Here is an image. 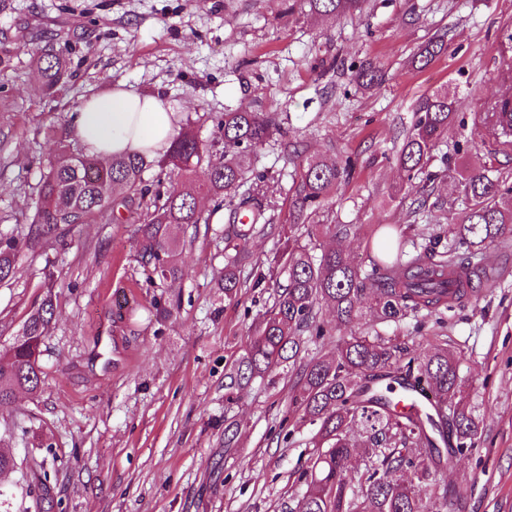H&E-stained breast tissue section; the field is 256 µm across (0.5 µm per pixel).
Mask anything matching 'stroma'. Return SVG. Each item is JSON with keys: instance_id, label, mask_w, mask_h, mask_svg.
Here are the masks:
<instances>
[{"instance_id": "35a3bbf8", "label": "stroma", "mask_w": 512, "mask_h": 512, "mask_svg": "<svg viewBox=\"0 0 512 512\" xmlns=\"http://www.w3.org/2000/svg\"><path fill=\"white\" fill-rule=\"evenodd\" d=\"M512 30V0H366L363 16H322L301 0H0V232L24 230L58 141L78 147L71 116L82 97L122 81L163 95L177 128L193 125L217 143L225 111L285 116L283 135L250 155L269 202L264 233L240 241L241 281L225 300L228 212L202 198L207 223L183 232V275L148 287L136 257L128 212L75 226L65 239L22 251L14 279L0 285V355L30 311L52 295L43 346L46 377L38 395L17 393L0 407V427L15 433L17 469L5 483L17 512L48 490L55 512H291L304 492L298 476L314 451L316 429L295 426V371L280 369L239 390L224 372L243 353L251 323L272 303L256 279L282 277L288 224H345V234L301 236L314 254L343 250L368 265L381 227L418 243L448 241L463 208L448 171L485 165L512 203V149L501 150L478 119L497 91L496 39ZM446 50L426 67L418 50L434 38ZM66 59L68 77L45 94L31 52ZM385 75L375 88L356 80L362 64ZM448 89L455 121L425 173L407 178L395 155L423 96ZM353 159L336 195L297 216L293 178L302 159ZM490 275L479 295L439 315L354 320L353 332L445 344L483 421L480 439L451 462L434 495L449 493L457 512H512V241L475 258ZM56 286L46 292L43 268ZM168 313L156 317L155 302ZM239 426L236 447L224 426ZM44 428L51 449L35 447ZM51 474L40 488L30 472Z\"/></svg>"}]
</instances>
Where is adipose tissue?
<instances>
[{
	"label": "adipose tissue",
	"instance_id": "obj_1",
	"mask_svg": "<svg viewBox=\"0 0 512 512\" xmlns=\"http://www.w3.org/2000/svg\"><path fill=\"white\" fill-rule=\"evenodd\" d=\"M176 116L166 100L145 96L116 83L87 96L72 115L73 132L85 151L102 160L115 155H158L175 133Z\"/></svg>",
	"mask_w": 512,
	"mask_h": 512
}]
</instances>
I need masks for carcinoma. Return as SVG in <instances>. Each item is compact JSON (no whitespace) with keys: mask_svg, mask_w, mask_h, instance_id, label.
Wrapping results in <instances>:
<instances>
[{"mask_svg":"<svg viewBox=\"0 0 512 512\" xmlns=\"http://www.w3.org/2000/svg\"><path fill=\"white\" fill-rule=\"evenodd\" d=\"M364 0H308L318 14L342 17L362 12ZM445 50L440 39L429 41L415 57L424 67ZM39 81L54 91L67 76L65 61L43 48L31 50ZM503 81L480 116L504 146L512 145V126L499 117L512 112V31L499 44ZM455 119L454 100L445 89L424 96L414 121L396 154L397 165L417 175ZM279 129L275 119L256 112L224 113L219 133L223 159H210L207 145L194 128L176 136L160 160L141 154L114 156L106 163L59 142L38 190L35 211L22 237L0 234V284L11 280L16 256L33 250L49 236L67 228L102 220L108 210L132 204L137 218V256L148 271V283L161 288L181 277L180 241L176 225L199 224L201 195L226 203L234 236L244 239L268 223L266 207L253 196L237 198L247 172L248 156ZM174 171L184 180L178 191L164 189V176ZM348 174V166L308 158L294 182L293 208L302 212L318 207L334 195ZM467 200L448 258H431L402 231L381 233L379 256L363 269L340 250L317 256L299 243L290 225L283 269L287 284L247 336L245 355L229 372L227 387L263 379L276 369L296 362L311 332L325 335L316 305L333 306L336 327L362 315L361 301L371 291L370 310L380 321H396L409 314L450 308L480 287L481 271L472 261L476 252L512 239V207L499 205L503 192L489 170L464 167L458 171ZM238 255L226 256L219 287L224 298L237 297L243 288L236 273ZM53 302L44 301L23 324L22 334L9 348L7 365L0 364V406L12 403L19 391L37 393L44 379L40 361ZM411 379L425 384L427 405L399 406L394 385ZM299 422L318 425L316 450L301 474L306 490L298 512H447V496L427 489L440 483L448 461L465 455L474 445L480 421L473 414L465 383L459 375V357L437 345L423 347L380 336L351 335L336 348L316 355L301 366V382L292 400ZM451 404L452 413L440 407ZM17 463L0 435V474Z\"/></svg>","mask_w":512,"mask_h":512,"instance_id":"carcinoma-1","label":"carcinoma"}]
</instances>
